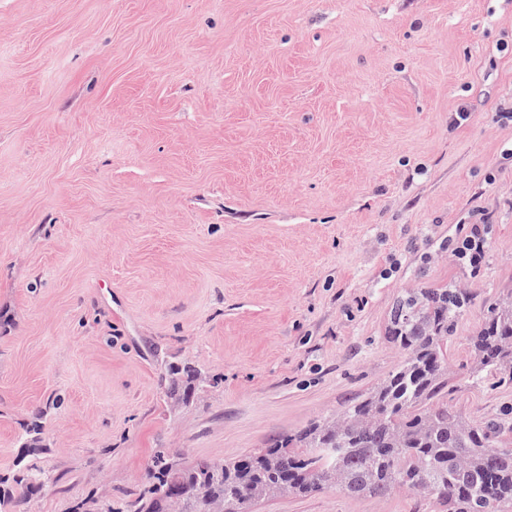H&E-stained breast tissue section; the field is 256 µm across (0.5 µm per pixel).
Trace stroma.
Returning a JSON list of instances; mask_svg holds the SVG:
<instances>
[{
    "mask_svg": "<svg viewBox=\"0 0 512 512\" xmlns=\"http://www.w3.org/2000/svg\"><path fill=\"white\" fill-rule=\"evenodd\" d=\"M453 281L447 381L484 421L512 407L467 382L512 297V0H0V492L53 477L18 512L340 417L399 360L398 294ZM251 512L436 508L328 487ZM458 253L460 257L467 258L469 264L472 266L477 265L484 252V242L481 241L480 229L472 227L468 236L461 241Z\"/></svg>",
    "mask_w": 512,
    "mask_h": 512,
    "instance_id": "obj_1",
    "label": "stroma"
}]
</instances>
